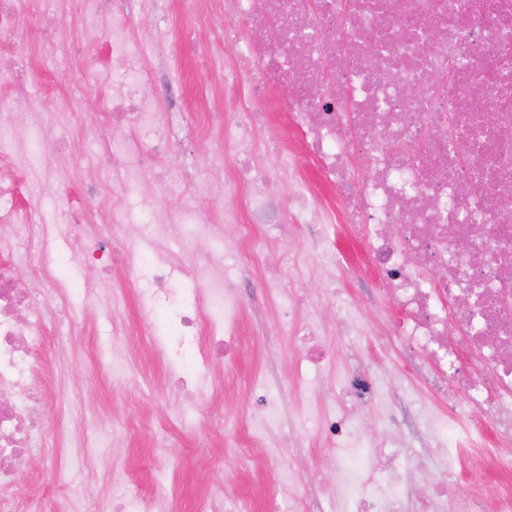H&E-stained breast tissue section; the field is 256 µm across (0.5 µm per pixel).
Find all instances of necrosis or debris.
<instances>
[{"label": "necrosis or debris", "instance_id": "obj_1", "mask_svg": "<svg viewBox=\"0 0 512 512\" xmlns=\"http://www.w3.org/2000/svg\"><path fill=\"white\" fill-rule=\"evenodd\" d=\"M449 0H224V37L240 41L254 67L248 77L228 71L226 85L250 88L270 81L305 80L288 102L292 124L306 133V147L343 205L336 214L298 187L290 207H282L266 185L277 181L287 150L280 139L268 145V158L255 149L256 134L267 114L255 102H239L224 123V146L236 158L232 174L216 177L213 198L243 194L246 215L228 210L224 221L239 228V245L224 250L220 231L198 210L175 215L156 199L154 182L163 180L162 159L178 144L159 134L160 115L152 79L141 68L128 19L112 0H93L96 15L112 22L110 69L121 78L100 95L101 135L97 145L100 176L87 178L96 193H125L139 204L136 216L115 210L91 223L72 206L68 187L73 169L55 161L46 137L59 124L55 111L39 103L24 125H9L0 136V512H45L41 500L19 506L13 496L39 446L36 433L49 421L43 408L46 381L35 364L39 329L31 319L36 304L59 297L54 262L45 251L50 227L39 220L44 202L69 210L62 228L71 241L67 261L107 265L114 241L149 240L151 249L126 255L125 271H145L147 295L143 317L155 316L153 297L171 296L176 273L192 269L200 286L196 308L175 312L173 332L207 328L215 362L232 368L237 359L240 299L233 268L263 269L282 307L279 331L296 340L300 353L317 367L328 361L329 338L337 328L351 329L354 306L336 292L337 262L329 235H322L303 262L327 265L323 293L309 296L285 290L269 268L266 241L279 237L287 224L336 222L356 228L365 245V262L373 269L387 299L402 316L388 334L406 350L429 357L445 390L462 385L476 413L474 429L492 424L498 453L495 472L512 477V0H464L453 11ZM57 0H0V34L13 32L21 20L35 21L32 40L41 57L57 56L60 47L41 23L54 15ZM281 30L269 43L270 24ZM480 86L495 116L486 121L471 106L468 91ZM28 96L23 53L0 51V99ZM153 129L151 146L132 142L135 129ZM363 162L356 176L351 156ZM32 205L19 210V190ZM469 248L449 247V233ZM23 236L34 244L28 265L43 268L33 282L17 279L12 243ZM177 238L180 251L167 242ZM331 305L335 323L326 322L322 305ZM256 405L239 431L226 437L225 451L252 446L247 465L268 467L288 450L277 443L268 453L265 437L278 426L279 397L258 388ZM372 404V370L328 381L325 403L317 415L332 448L336 479L327 493L337 512H390L402 476L391 470L384 481L373 477L368 441L353 411L341 408L343 397ZM485 470L475 466L467 481L422 487L424 507L450 501L451 512H473L474 491ZM101 503L99 512H180L172 492L158 483L152 496L130 499L129 475Z\"/></svg>", "mask_w": 512, "mask_h": 512}]
</instances>
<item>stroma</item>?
<instances>
[{"instance_id": "stroma-1", "label": "stroma", "mask_w": 512, "mask_h": 512, "mask_svg": "<svg viewBox=\"0 0 512 512\" xmlns=\"http://www.w3.org/2000/svg\"><path fill=\"white\" fill-rule=\"evenodd\" d=\"M116 6L134 13L133 35L139 43L141 64L151 72L155 86L168 88V95L159 99V107L172 116L170 132L189 147L188 152L170 158L168 166L179 173L180 182L159 183V200L171 211L193 207L206 212L212 223L221 225L225 248L234 250L238 230L225 223L224 212L242 208L244 201L237 196L220 201L209 197L207 184L216 171L208 158L224 140V128L215 120V113L227 111L240 97L238 88L225 85L224 70L231 67L248 74L253 60L237 43L224 39V26L218 21L224 13V0H202L199 15L191 21L184 19L178 0H153L147 11L141 9L140 0H116ZM54 35L61 45L91 51L101 50L108 41L104 27L79 21L75 0H61ZM197 43L212 47L208 61L194 57L191 48ZM110 81V76L96 71L73 72L62 56L37 65L31 73V102L40 100L45 87L58 86L62 89L58 111L81 114L79 126L64 135L66 156L83 161L96 150L97 93ZM288 145L295 154L296 168L280 174L276 191L281 202H288L301 179L313 189L320 204L338 205L336 189L320 179L318 165L305 153L301 136L289 138ZM331 238L337 256L353 265L339 287L355 307L352 332L356 352L336 349L330 363L315 368L295 351L288 337L277 332L278 304L259 274L243 276L238 281L242 306L239 358L224 377L223 397L200 399L195 409L199 415L223 418L233 425L253 407V380L277 389L283 422L280 436L288 441L296 458L297 476L306 493L305 512H334L325 489L334 482L335 471L327 466L326 444L312 436L316 399L307 382L320 376H339L361 362H370L379 369V404L358 407L359 424L369 438L393 442L392 448L376 457L378 472H385L391 461L412 462L401 510L413 512L410 500L421 484L468 476L459 457L442 455L434 447L428 424L431 417L442 411L457 415L459 441L469 448L492 447L493 437L470 438L467 417L473 407L465 394L457 393L451 399L443 396L432 381L426 359L407 353L384 336L386 324L398 313L377 295V277L362 262L364 246L359 234L339 224ZM57 273L64 283L84 285L88 291L71 297L65 307L67 320H60L53 308L35 314L41 331L40 356L54 388L51 422L41 439L39 463L61 467L81 495L85 512H96L99 501L112 493L113 470L128 469L137 481L139 495L153 493L156 477L149 456L157 451V434L165 430L169 446L162 452L171 462L166 479L182 498L185 512H196L204 487L236 491L252 499L255 512H270L269 491L279 477L278 468L252 471L224 457L218 431L208 435L213 444L211 459L200 462L197 436L181 428L176 419L179 389L175 379L179 369L185 361L206 358L207 349L203 334L174 336L167 322L175 306H194L197 282L187 275L179 277L176 304L161 303L156 309L155 328L149 331L140 322L141 304L131 278L117 273L104 283L95 271L76 263L61 264ZM59 334L69 345L63 356L53 349L52 338ZM385 406L395 415L396 424L383 422L381 409ZM61 427L82 439L118 436L123 446L113 451L108 464L92 452L72 458L54 445Z\"/></svg>"}]
</instances>
